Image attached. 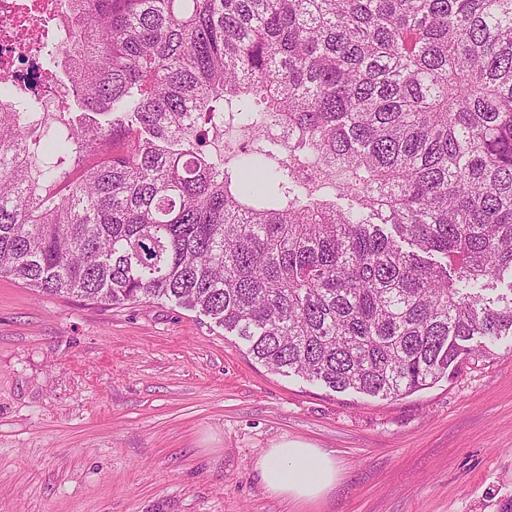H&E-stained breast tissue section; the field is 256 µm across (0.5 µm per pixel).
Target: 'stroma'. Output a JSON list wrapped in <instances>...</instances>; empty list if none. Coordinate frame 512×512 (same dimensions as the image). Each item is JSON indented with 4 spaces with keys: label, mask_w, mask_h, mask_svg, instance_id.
I'll return each mask as SVG.
<instances>
[{
    "label": "stroma",
    "mask_w": 512,
    "mask_h": 512,
    "mask_svg": "<svg viewBox=\"0 0 512 512\" xmlns=\"http://www.w3.org/2000/svg\"><path fill=\"white\" fill-rule=\"evenodd\" d=\"M287 439L335 459L321 498L263 486ZM0 512H512V338L382 401L272 372L171 302L0 277Z\"/></svg>",
    "instance_id": "stroma-1"
}]
</instances>
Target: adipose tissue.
Listing matches in <instances>:
<instances>
[{
	"label": "adipose tissue",
	"mask_w": 512,
	"mask_h": 512,
	"mask_svg": "<svg viewBox=\"0 0 512 512\" xmlns=\"http://www.w3.org/2000/svg\"><path fill=\"white\" fill-rule=\"evenodd\" d=\"M257 469L268 492L295 500L318 498L336 480V465L328 454L295 441L268 449Z\"/></svg>",
	"instance_id": "1"
}]
</instances>
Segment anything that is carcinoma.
Here are the masks:
<instances>
[{"label":"carcinoma","instance_id":"1","mask_svg":"<svg viewBox=\"0 0 512 512\" xmlns=\"http://www.w3.org/2000/svg\"><path fill=\"white\" fill-rule=\"evenodd\" d=\"M63 9L40 58L84 111H41L51 83L0 105V277L171 302L273 371L384 399L512 336V0ZM233 127L263 146L230 170L211 146Z\"/></svg>","mask_w":512,"mask_h":512}]
</instances>
